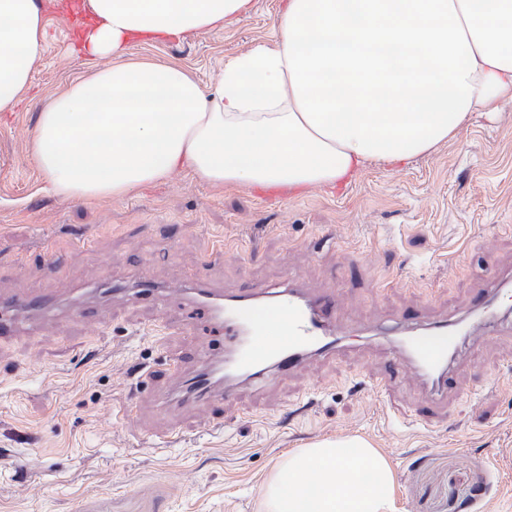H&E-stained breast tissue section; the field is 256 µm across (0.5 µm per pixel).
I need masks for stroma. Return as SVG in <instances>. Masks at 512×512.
I'll use <instances>...</instances> for the list:
<instances>
[{"mask_svg":"<svg viewBox=\"0 0 512 512\" xmlns=\"http://www.w3.org/2000/svg\"><path fill=\"white\" fill-rule=\"evenodd\" d=\"M46 3L33 97L0 112V297L26 289L53 308L0 340V512H261L260 487L282 458L356 436L392 467L393 512H512V334L461 344L456 396L432 399L409 372L380 393L360 383L381 377L382 337L402 313L422 327L466 318L490 278L512 324V105L337 190L272 195L178 170L124 199L61 198L28 145L39 110L90 67L70 51L81 0ZM281 5L255 0L248 19L131 52L208 84L274 39ZM292 276L339 297L340 349L241 385L223 418L188 398L164 411L162 396L183 384L167 374L171 359L202 344L224 352L196 290L233 295ZM145 284L175 292L166 312L138 297ZM131 405L137 418L122 417Z\"/></svg>","mask_w":512,"mask_h":512,"instance_id":"obj_1","label":"stroma"}]
</instances>
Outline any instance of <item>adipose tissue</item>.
I'll return each mask as SVG.
<instances>
[{
  "mask_svg": "<svg viewBox=\"0 0 512 512\" xmlns=\"http://www.w3.org/2000/svg\"><path fill=\"white\" fill-rule=\"evenodd\" d=\"M253 6L85 0L91 23L71 50L107 64L38 115L30 154L48 188L116 200L187 168L216 187L334 190L512 102V0H284L274 44L227 62L212 86L129 51L224 28ZM46 35L42 0H0V112L28 93ZM394 492L368 441L324 440L278 463L261 512H391Z\"/></svg>",
  "mask_w": 512,
  "mask_h": 512,
  "instance_id": "adipose-tissue-1",
  "label": "adipose tissue"
}]
</instances>
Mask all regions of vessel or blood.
<instances>
[{"instance_id": "1", "label": "vessel or blood", "mask_w": 512, "mask_h": 512, "mask_svg": "<svg viewBox=\"0 0 512 512\" xmlns=\"http://www.w3.org/2000/svg\"><path fill=\"white\" fill-rule=\"evenodd\" d=\"M227 314H214L216 324L224 325L225 349L233 355L231 369L255 381L268 372H289L304 357L329 355L336 350L334 328L340 322L339 300L333 295L307 296L299 287L282 292L250 289L246 295L227 301ZM13 314L0 313V339L10 337L17 326L15 311L38 308L49 310L47 301L22 292L14 296ZM475 317L445 322L403 336L398 350L385 361L389 377L412 371L430 385L434 395L457 392L458 386L448 367V356L457 352L461 340H488L494 327L493 306L483 302ZM209 360L207 350L177 357V368L187 372L186 389L197 399L223 408L232 398L236 385L215 386L209 376L196 374Z\"/></svg>"}]
</instances>
